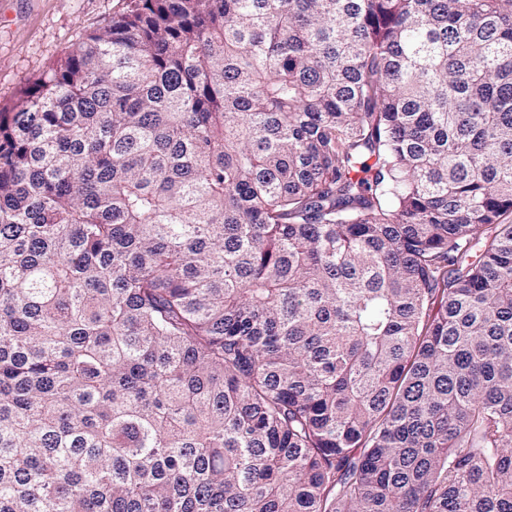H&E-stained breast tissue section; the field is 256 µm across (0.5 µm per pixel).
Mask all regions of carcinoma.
<instances>
[{
	"label": "carcinoma",
	"instance_id": "cac0c4a2",
	"mask_svg": "<svg viewBox=\"0 0 512 512\" xmlns=\"http://www.w3.org/2000/svg\"><path fill=\"white\" fill-rule=\"evenodd\" d=\"M512 0H129L0 109V512H512Z\"/></svg>",
	"mask_w": 512,
	"mask_h": 512
}]
</instances>
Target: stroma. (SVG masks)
Wrapping results in <instances>:
<instances>
[{
	"label": "stroma",
	"mask_w": 512,
	"mask_h": 512,
	"mask_svg": "<svg viewBox=\"0 0 512 512\" xmlns=\"http://www.w3.org/2000/svg\"><path fill=\"white\" fill-rule=\"evenodd\" d=\"M125 6L126 0H0V106Z\"/></svg>",
	"instance_id": "obj_1"
}]
</instances>
